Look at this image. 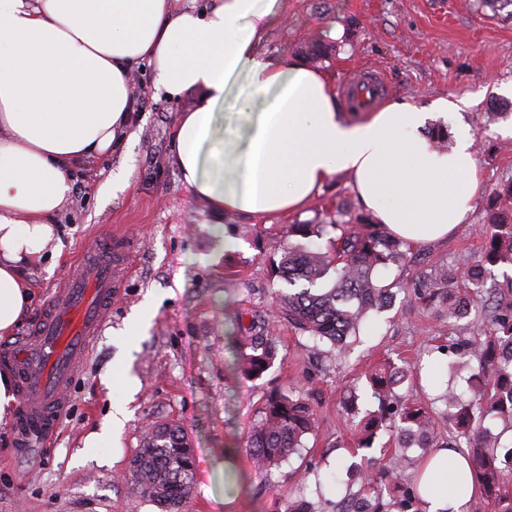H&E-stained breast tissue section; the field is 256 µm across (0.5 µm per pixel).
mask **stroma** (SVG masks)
I'll use <instances>...</instances> for the list:
<instances>
[{"label": "stroma", "instance_id": "obj_1", "mask_svg": "<svg viewBox=\"0 0 512 512\" xmlns=\"http://www.w3.org/2000/svg\"><path fill=\"white\" fill-rule=\"evenodd\" d=\"M280 17L268 30L262 53L291 57L311 39L332 42L335 32L354 30L323 68L336 88L368 67L383 70L384 100H400L425 112L438 101L467 98L469 108L449 115L450 129H468L482 190L466 222L442 242L412 245L405 264L377 275L400 281L392 307L369 312L345 361L329 344L291 329L277 315L284 283L268 274L264 248L277 240L298 245L288 225L355 203L347 180H332L305 214L265 224L244 215L217 218L194 200L171 161L172 129L194 97H157L152 68L137 71L133 136L112 152L115 174L106 183L98 165L74 175V192L55 217L63 256L36 257L29 268L33 299L17 329L26 335L69 264L112 227L133 244L132 273L112 305L111 316L80 365L66 419L46 441L19 454L14 420L0 422V512H159L132 493L124 476L149 428L180 424L196 458L195 485L182 512H286L302 498L313 512H336L349 480L354 439L346 405L359 377L386 357L420 359L421 386L407 398L436 396L454 382L470 398L469 370L448 375L439 347L448 322L424 308L412 282L432 266L467 256L479 258L490 233L489 194L512 178V115L488 120L492 101L512 103V17L475 11L468 0H280ZM159 309L144 334L127 321L146 297ZM276 321L277 358L261 378L241 376L235 363L238 314ZM137 386L126 389L124 376ZM302 390L313 403L318 428L279 466L255 470L248 448L265 398L273 391ZM124 401L129 420L107 448L84 441L100 431L113 401Z\"/></svg>", "mask_w": 512, "mask_h": 512}]
</instances>
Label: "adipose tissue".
I'll list each match as a JSON object with an SVG mask.
<instances>
[{
	"mask_svg": "<svg viewBox=\"0 0 512 512\" xmlns=\"http://www.w3.org/2000/svg\"><path fill=\"white\" fill-rule=\"evenodd\" d=\"M278 0H0V337L31 302L24 269L58 257L54 216L72 195V171L126 138L131 73L153 66L155 95L192 94L174 126V162L194 198L216 214L265 219L295 213L343 174L358 204L413 243L448 236L481 190L474 138L447 149L425 134L429 116L392 101L350 120L328 74L300 58L259 51ZM245 77L262 102L224 136L219 108ZM426 512H466L474 477L453 448L424 466Z\"/></svg>",
	"mask_w": 512,
	"mask_h": 512,
	"instance_id": "obj_1",
	"label": "adipose tissue"
}]
</instances>
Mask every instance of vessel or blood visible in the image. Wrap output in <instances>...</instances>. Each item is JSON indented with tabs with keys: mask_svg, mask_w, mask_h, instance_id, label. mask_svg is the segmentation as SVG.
<instances>
[{
	"mask_svg": "<svg viewBox=\"0 0 512 512\" xmlns=\"http://www.w3.org/2000/svg\"><path fill=\"white\" fill-rule=\"evenodd\" d=\"M384 88L382 74L371 70L351 78L344 92L359 112L368 94H380ZM129 250L122 235L101 234L97 249L69 266L32 331L0 347V365L12 369L18 384L22 446L45 439L61 423L77 368L124 280Z\"/></svg>",
	"mask_w": 512,
	"mask_h": 512,
	"instance_id": "obj_1",
	"label": "vessel or blood"
}]
</instances>
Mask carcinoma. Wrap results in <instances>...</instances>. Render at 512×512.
<instances>
[{"label": "carcinoma", "mask_w": 512, "mask_h": 512, "mask_svg": "<svg viewBox=\"0 0 512 512\" xmlns=\"http://www.w3.org/2000/svg\"><path fill=\"white\" fill-rule=\"evenodd\" d=\"M304 54L314 62L332 56V46L313 42ZM290 237H328V248L315 252L305 247L287 250L277 244L266 247L272 277L288 285L279 291L282 318L302 334L328 342L336 350V361L347 354V339L359 333L368 312L383 311L393 300L397 283L380 284L376 273L407 258L409 246L377 228L365 214H355L340 206L312 222L290 224ZM512 266V224H493L482 256L471 261L457 258L443 263L423 281L417 294L427 306L448 319V343L441 350L478 362V372L470 381L472 396L465 400L452 386L438 399L445 409L437 412L428 402L403 401L396 388L417 375L409 363L390 361L373 369L366 382L378 408L359 414L358 399L351 392L350 414L358 448L374 447L379 432L396 429L400 448L416 444L426 452L437 448H457L470 461L480 497L494 503L496 512H512V446L502 447V433L486 422H500L512 429V284L486 291L484 282L491 268ZM477 312L490 323L474 336L457 334V321ZM252 353L241 356V374L259 379L274 364L277 345L274 327L264 322L237 337ZM315 410L310 399L283 392L270 393L252 432L249 451L259 469L277 465L303 440L314 433ZM344 496L336 502V512H421L417 487L403 488L394 472L373 464L353 463ZM195 476L194 450L183 429L164 424L148 432L131 460L126 482L132 491L154 502L161 512H181L192 493ZM359 484L352 490L353 484Z\"/></svg>", "instance_id": "carcinoma-1"}]
</instances>
